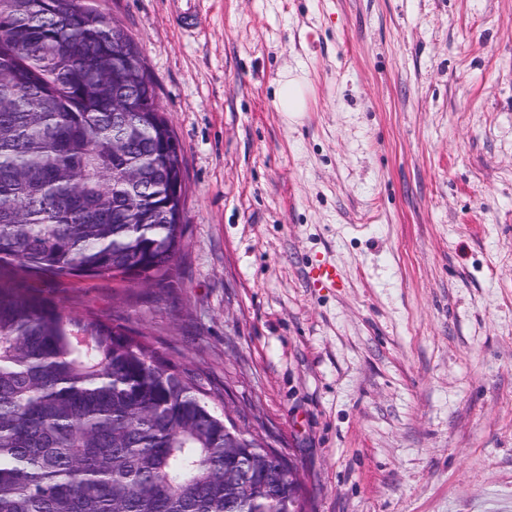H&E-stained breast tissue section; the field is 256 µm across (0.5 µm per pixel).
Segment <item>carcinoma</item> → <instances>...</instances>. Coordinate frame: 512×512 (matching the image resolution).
I'll return each instance as SVG.
<instances>
[{
  "label": "carcinoma",
  "instance_id": "cac0c4a2",
  "mask_svg": "<svg viewBox=\"0 0 512 512\" xmlns=\"http://www.w3.org/2000/svg\"><path fill=\"white\" fill-rule=\"evenodd\" d=\"M133 63L151 81L85 0H0V512H306L286 461L248 491L224 480L258 449L226 447L217 396L143 334L50 296L177 274L184 154Z\"/></svg>",
  "mask_w": 512,
  "mask_h": 512
}]
</instances>
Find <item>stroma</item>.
I'll return each instance as SVG.
<instances>
[{"instance_id": "35a3bbf8", "label": "stroma", "mask_w": 512, "mask_h": 512, "mask_svg": "<svg viewBox=\"0 0 512 512\" xmlns=\"http://www.w3.org/2000/svg\"><path fill=\"white\" fill-rule=\"evenodd\" d=\"M91 2L183 148L185 233L167 288L55 299L249 414L310 512H512V0ZM307 104V85L304 78L288 73L277 82L274 106L278 112L295 116L299 112H305Z\"/></svg>"}]
</instances>
